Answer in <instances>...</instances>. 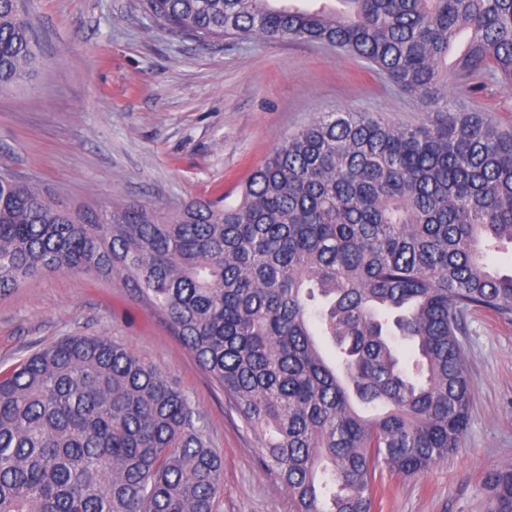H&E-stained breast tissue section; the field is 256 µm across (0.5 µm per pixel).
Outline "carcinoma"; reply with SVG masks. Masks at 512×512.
I'll list each match as a JSON object with an SVG mask.
<instances>
[{
  "label": "carcinoma",
  "mask_w": 512,
  "mask_h": 512,
  "mask_svg": "<svg viewBox=\"0 0 512 512\" xmlns=\"http://www.w3.org/2000/svg\"><path fill=\"white\" fill-rule=\"evenodd\" d=\"M142 10L202 43L349 53L423 119L327 112L268 155L235 205L67 208L0 177V293L38 275L119 280L224 394L293 512H373L376 471L417 475L460 447L461 316L512 314V273L486 263L512 244V131L448 94L450 69L512 87V0ZM33 31L26 0H0V93L44 66ZM223 470L188 396L107 337L64 336L0 373V512H213ZM486 485L489 512H512V465Z\"/></svg>",
  "instance_id": "cac0c4a2"
}]
</instances>
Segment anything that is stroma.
Returning a JSON list of instances; mask_svg holds the SVG:
<instances>
[{
    "label": "stroma",
    "mask_w": 512,
    "mask_h": 512,
    "mask_svg": "<svg viewBox=\"0 0 512 512\" xmlns=\"http://www.w3.org/2000/svg\"><path fill=\"white\" fill-rule=\"evenodd\" d=\"M47 64L0 96V167L59 200H125L176 211L239 189L288 134L319 113L415 123V102L363 62L319 44H203L150 22L140 0H29ZM462 105L512 126V88L454 89ZM105 336L157 366L204 418L224 460L214 512H291L285 487L181 340L119 281L27 280L0 294V372L61 337ZM471 392L459 451L414 477L377 473L375 512H487L486 476L512 463V316L461 322Z\"/></svg>",
    "instance_id": "stroma-1"
}]
</instances>
